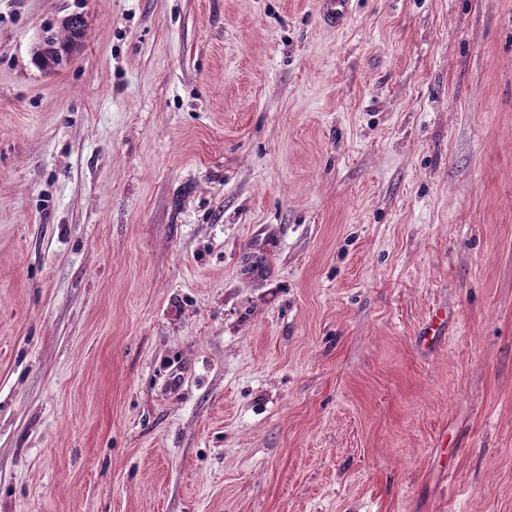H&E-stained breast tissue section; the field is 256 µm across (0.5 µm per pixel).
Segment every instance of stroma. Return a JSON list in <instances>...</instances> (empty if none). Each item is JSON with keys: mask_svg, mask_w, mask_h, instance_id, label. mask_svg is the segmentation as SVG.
<instances>
[{"mask_svg": "<svg viewBox=\"0 0 512 512\" xmlns=\"http://www.w3.org/2000/svg\"><path fill=\"white\" fill-rule=\"evenodd\" d=\"M0 512H512V0H0ZM45 29L33 47V60L42 70L59 67L67 59L62 56L69 54L74 45L83 39L86 21L81 14H70L63 17L57 24Z\"/></svg>", "mask_w": 512, "mask_h": 512, "instance_id": "35a3bbf8", "label": "stroma"}]
</instances>
